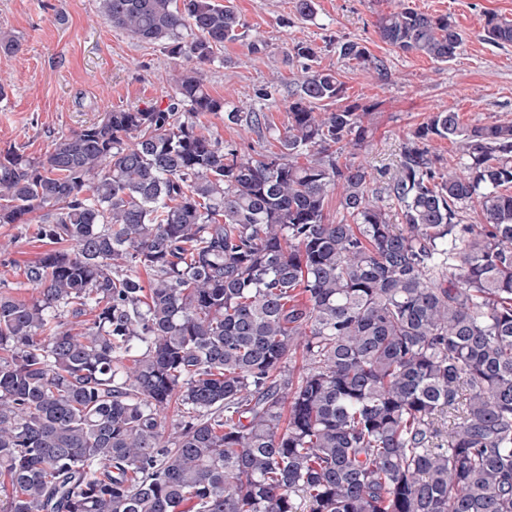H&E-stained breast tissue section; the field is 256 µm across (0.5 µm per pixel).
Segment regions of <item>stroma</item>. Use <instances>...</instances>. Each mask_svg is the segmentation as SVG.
<instances>
[{
  "mask_svg": "<svg viewBox=\"0 0 512 512\" xmlns=\"http://www.w3.org/2000/svg\"><path fill=\"white\" fill-rule=\"evenodd\" d=\"M246 23L245 39L225 44L204 68L205 84L230 106L257 112L261 122L247 130L216 117L206 124L213 138L250 148H278L288 124V85L301 65L289 61V44L317 50V64L337 73L348 102L376 104L372 135L355 155L374 172L393 168L401 147L432 113H458L463 124L512 121V45L481 38L485 16L512 20V0H317L313 19L294 15L290 0H231ZM407 6L448 15L462 32L455 58L445 64L402 53L379 37L381 14ZM0 30L18 39L17 51L0 50V153L17 149L38 157L61 134L99 119L108 110L166 106L172 78L185 67L163 44L144 43L99 17L98 0H0ZM265 45L253 53L252 41ZM355 41L384 60V74L364 71L340 57L339 46ZM268 91L270 100L259 99ZM0 291L31 298L27 266L47 249L37 224H0Z\"/></svg>",
  "mask_w": 512,
  "mask_h": 512,
  "instance_id": "1",
  "label": "stroma"
}]
</instances>
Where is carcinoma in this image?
Segmentation results:
<instances>
[{"instance_id": "cac0c4a2", "label": "carcinoma", "mask_w": 512, "mask_h": 512, "mask_svg": "<svg viewBox=\"0 0 512 512\" xmlns=\"http://www.w3.org/2000/svg\"><path fill=\"white\" fill-rule=\"evenodd\" d=\"M292 7L306 20L316 0ZM100 14L193 66L164 108L0 155V224L35 220L52 245L26 268L34 296L0 292V512H512V124L435 112L382 182L339 164L377 105L345 102L294 42L279 151L245 154L200 121H258L205 86L246 28L232 4ZM483 32L512 44V20L489 13ZM378 33L437 63L462 41L406 7ZM340 55L384 70L357 42ZM437 139L458 151L446 171ZM476 208L484 223H464Z\"/></svg>"}]
</instances>
